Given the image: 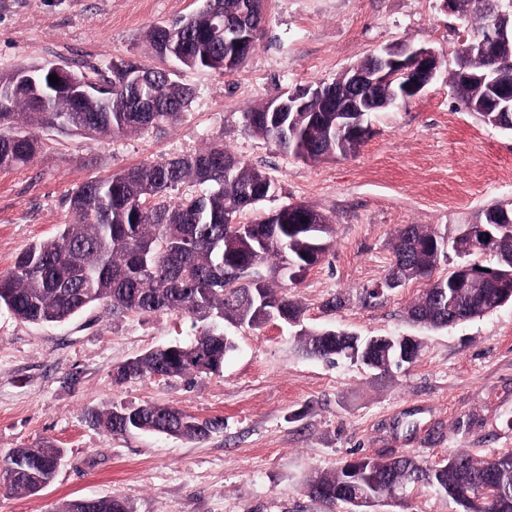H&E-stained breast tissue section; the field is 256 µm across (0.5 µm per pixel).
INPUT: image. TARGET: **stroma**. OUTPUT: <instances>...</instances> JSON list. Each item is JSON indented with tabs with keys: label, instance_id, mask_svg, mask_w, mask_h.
<instances>
[{
	"label": "stroma",
	"instance_id": "stroma-1",
	"mask_svg": "<svg viewBox=\"0 0 512 512\" xmlns=\"http://www.w3.org/2000/svg\"><path fill=\"white\" fill-rule=\"evenodd\" d=\"M201 0H0V73L117 57L156 65L145 38L155 24L185 18ZM255 49L232 74L183 69L194 99L175 122L140 134L96 138L41 131L28 166L0 169V276L29 245L70 223L69 194L149 161L220 141L257 166L276 197L241 222L303 203L329 216L325 259L282 291L298 325L273 320L235 329L236 349L193 383L161 377L115 382L114 367L188 339L174 313L112 316L92 307L54 325L21 322L0 307V454L54 441L64 461L36 494L0 489V512H58L66 502L121 496L134 512H354L308 497L310 476L360 455H412L430 464L466 452L475 460L512 453V305L442 330L413 325L408 309L427 288L411 280L383 289L397 228L455 232L495 203L512 202V133L482 122L454 98L459 22L442 0H264ZM397 42L442 56L417 96L371 117L356 156L321 163L282 155L250 133L246 112L316 82L335 80ZM378 298H369L374 288ZM342 299L337 310L326 307ZM338 327L359 336H411L414 363L380 375L302 350L301 330ZM172 406L224 428L190 442L155 433L112 434L90 413L121 404ZM368 512H461L432 487H408Z\"/></svg>",
	"mask_w": 512,
	"mask_h": 512
}]
</instances>
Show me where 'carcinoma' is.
Wrapping results in <instances>:
<instances>
[{
	"instance_id": "cac0c4a2",
	"label": "carcinoma",
	"mask_w": 512,
	"mask_h": 512,
	"mask_svg": "<svg viewBox=\"0 0 512 512\" xmlns=\"http://www.w3.org/2000/svg\"><path fill=\"white\" fill-rule=\"evenodd\" d=\"M491 0H466L459 18L465 33L464 53L456 54V67L449 73L455 99L469 112L493 127L512 132V112H490L486 90L460 75L465 69L480 74L497 68L500 82L512 86V45L501 49L499 60L488 59L477 35L483 32ZM239 0H213L209 10L190 16L189 25L177 19L154 26L146 34L151 47L160 40L179 46L176 62L190 69L224 72V35L212 32L215 14L238 19ZM127 66L151 75L137 91L125 74L114 68L88 72L70 63L76 78L106 82L112 86V106L93 95H75L49 82V68H39L34 79L41 96L28 89H11L13 74L0 75V169L18 168L33 160L44 146L36 132L44 129L77 131L87 135L141 133L175 121L192 98L191 88L174 79L165 68L128 61ZM314 112L288 113V127L271 120L272 113L260 104L247 113L253 134L275 144L284 154L305 162L357 152L363 140L336 126L341 113L332 112L329 99L314 104ZM206 186L200 195L169 201L171 191L184 183ZM270 179L215 142L183 156L148 162L111 177L92 178L68 197L73 222L59 232L23 250L9 273L0 276V306L23 323H62L88 307L100 304L114 315L126 312H178L198 325L187 340L151 350L119 365L116 382L151 376L189 378L201 373L203 358L224 364L235 349L226 326L257 327L256 296L268 305L298 319L300 308L286 295L270 287V281L285 277L290 283L317 266L331 247L333 225L322 213L302 203L286 204L275 215L250 222L254 238L239 235L237 217L255 208L246 203ZM512 207L493 204L482 210L478 223L497 225L491 252L493 266H476L490 272L487 280L500 279L512 269ZM443 236L419 224L397 230L393 265L384 282L402 286L408 280L428 279L426 288L408 310L412 322L434 329L448 327V315L481 317L501 306L512 286L492 284L473 293L451 288L455 274L433 278L448 253ZM449 249L471 257L470 239L459 232ZM304 348L316 357L335 362L343 344L325 330L302 331ZM91 420L113 434L152 432L204 440L224 428L220 418L201 420L185 411L159 405L113 406L92 413ZM62 449L45 441L35 448H16L0 458V467L14 470L7 488L38 493L55 476V461ZM361 478L379 498L409 485L426 484L446 494L463 512H512V453L476 461L457 453L444 464L424 465L411 456L378 459L360 456ZM348 466L309 480L306 490L313 498L334 503L350 502ZM91 512H132L118 496L101 497Z\"/></svg>"
}]
</instances>
